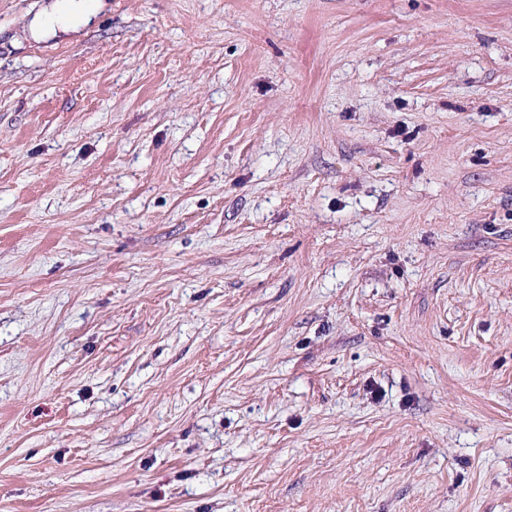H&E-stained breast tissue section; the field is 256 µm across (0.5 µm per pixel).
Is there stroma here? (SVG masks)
<instances>
[{
  "label": "stroma",
  "instance_id": "obj_1",
  "mask_svg": "<svg viewBox=\"0 0 512 512\" xmlns=\"http://www.w3.org/2000/svg\"><path fill=\"white\" fill-rule=\"evenodd\" d=\"M0 0V512H512V0ZM57 10V5L53 4L50 10L37 15L32 23L33 28L44 37H56L59 33H69L77 31V28L70 22L62 23L53 18Z\"/></svg>",
  "mask_w": 512,
  "mask_h": 512
}]
</instances>
